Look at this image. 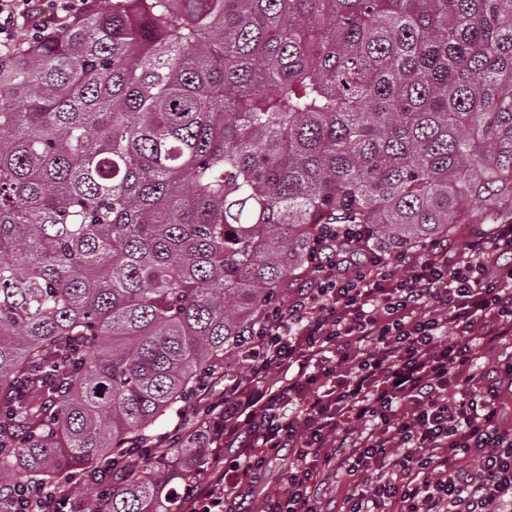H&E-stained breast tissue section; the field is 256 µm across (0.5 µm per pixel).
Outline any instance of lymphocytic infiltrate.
<instances>
[{
  "instance_id": "f902f5d3",
  "label": "lymphocytic infiltrate",
  "mask_w": 512,
  "mask_h": 512,
  "mask_svg": "<svg viewBox=\"0 0 512 512\" xmlns=\"http://www.w3.org/2000/svg\"><path fill=\"white\" fill-rule=\"evenodd\" d=\"M90 0H0V54L51 38ZM328 235L306 284L254 323L249 370L224 377V461L183 512H242L271 455L261 512H512V224L390 256ZM345 486L336 500L330 478ZM52 481L0 489V512H85Z\"/></svg>"
}]
</instances>
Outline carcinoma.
<instances>
[{
  "label": "carcinoma",
  "instance_id": "1",
  "mask_svg": "<svg viewBox=\"0 0 512 512\" xmlns=\"http://www.w3.org/2000/svg\"><path fill=\"white\" fill-rule=\"evenodd\" d=\"M344 224H512V0H112L1 55L0 476L124 458ZM133 470L105 510L168 512Z\"/></svg>",
  "mask_w": 512,
  "mask_h": 512
}]
</instances>
